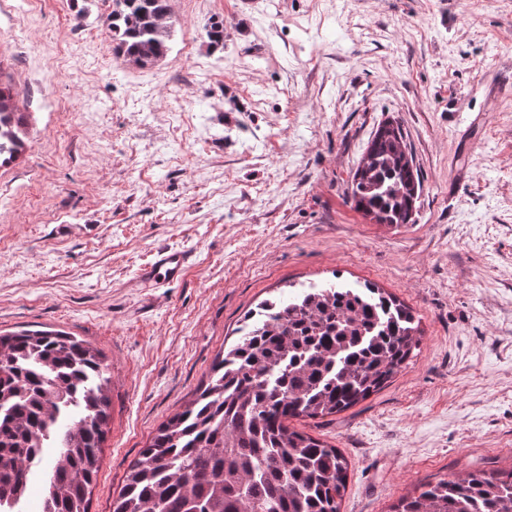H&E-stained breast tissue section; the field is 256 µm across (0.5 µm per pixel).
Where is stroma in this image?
I'll use <instances>...</instances> for the list:
<instances>
[{
  "mask_svg": "<svg viewBox=\"0 0 512 512\" xmlns=\"http://www.w3.org/2000/svg\"><path fill=\"white\" fill-rule=\"evenodd\" d=\"M171 8L166 56L141 67L113 52L105 0H0V82L27 130L0 167V332L62 330L108 368L88 512H111L246 312L337 278L395 295L423 334L386 387L295 423L348 459L342 512L512 467V0ZM386 121L423 185L398 228L347 199ZM167 248L189 266L143 287Z\"/></svg>",
  "mask_w": 512,
  "mask_h": 512,
  "instance_id": "obj_1",
  "label": "stroma"
}]
</instances>
